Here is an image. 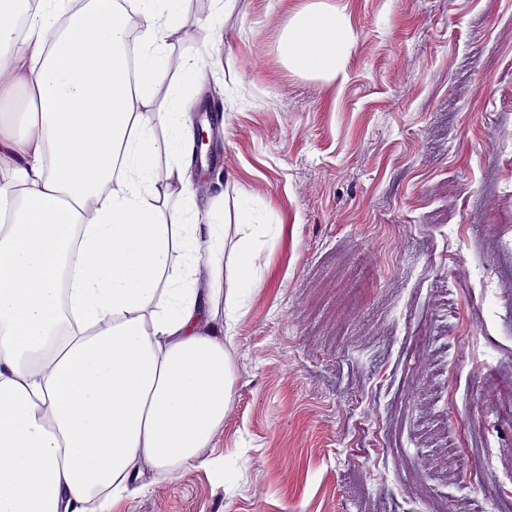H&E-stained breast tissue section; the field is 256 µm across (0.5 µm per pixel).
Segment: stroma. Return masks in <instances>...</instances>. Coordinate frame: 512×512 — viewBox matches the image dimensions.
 <instances>
[{"instance_id": "stroma-1", "label": "stroma", "mask_w": 512, "mask_h": 512, "mask_svg": "<svg viewBox=\"0 0 512 512\" xmlns=\"http://www.w3.org/2000/svg\"><path fill=\"white\" fill-rule=\"evenodd\" d=\"M316 2L184 4L170 55L223 105L232 399L112 512H512V0H324L333 79L279 52Z\"/></svg>"}]
</instances>
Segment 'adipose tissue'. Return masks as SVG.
I'll list each match as a JSON object with an SVG mask.
<instances>
[{"label":"adipose tissue","mask_w":512,"mask_h":512,"mask_svg":"<svg viewBox=\"0 0 512 512\" xmlns=\"http://www.w3.org/2000/svg\"><path fill=\"white\" fill-rule=\"evenodd\" d=\"M183 2L0 0V512H111L224 423V212L162 89ZM350 41L315 7L279 49L333 78Z\"/></svg>","instance_id":"adipose-tissue-1"}]
</instances>
